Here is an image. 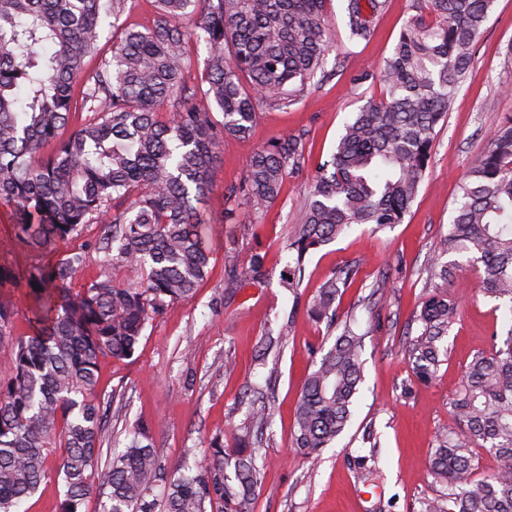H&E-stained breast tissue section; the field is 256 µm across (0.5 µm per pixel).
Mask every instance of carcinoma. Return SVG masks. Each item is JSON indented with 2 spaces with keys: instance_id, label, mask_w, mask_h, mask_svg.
<instances>
[{
  "instance_id": "obj_1",
  "label": "carcinoma",
  "mask_w": 512,
  "mask_h": 512,
  "mask_svg": "<svg viewBox=\"0 0 512 512\" xmlns=\"http://www.w3.org/2000/svg\"><path fill=\"white\" fill-rule=\"evenodd\" d=\"M128 2L0 0V203L14 210V237L46 251L87 224L108 225L98 246L103 274L79 293L70 284L84 264L80 253L21 272L0 267V283H23L34 297L23 334L15 332L13 307L0 300V344L11 349L0 369V512H21L52 475L63 488L59 512H82L94 492L100 512L159 505L163 512H254L258 433L271 425L270 407H251L235 427L234 447L213 436L200 466L166 470L143 430L101 472L98 363L132 357L149 321L192 299L207 278L209 224L199 205L212 187L216 147L226 135H248L260 106L297 103L331 48L328 0H155L156 24L121 28L110 57L75 96V79L99 51L102 17L118 23ZM386 3L346 0L351 37L368 39ZM494 3L412 0L413 14L378 76L380 99L344 124L330 159L317 165L301 222L289 230L281 281L288 292L300 288L307 257L353 226L403 223ZM185 17L192 28L181 24ZM201 44L202 101L184 80ZM213 106L222 120H214ZM74 112L89 118L65 136ZM306 155L303 132L257 151L242 183L228 191L224 222L255 226ZM462 253L482 265L483 295L512 305V116L496 125L460 183L452 223L431 258L435 283L414 314L418 334L407 349L424 383L447 352L442 340L456 305L445 291L453 266L444 258ZM116 267L135 271L138 281L115 285L109 269ZM355 275L342 267L309 304L312 317L340 334L301 386L291 447L302 455H319L343 433L360 390L364 334L336 305ZM265 277L266 257L256 252L229 287L260 286ZM448 407L455 426L435 436L428 458L443 490L421 498L417 512H512V327L502 346L472 356ZM477 447L500 463L480 481L470 479Z\"/></svg>"
}]
</instances>
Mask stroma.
Listing matches in <instances>:
<instances>
[{"label":"stroma","instance_id":"obj_1","mask_svg":"<svg viewBox=\"0 0 512 512\" xmlns=\"http://www.w3.org/2000/svg\"><path fill=\"white\" fill-rule=\"evenodd\" d=\"M345 0H330L333 46L324 71L289 108H263L247 137L226 136L214 183L202 206L211 226V264L195 296L168 307L148 324L131 358H101L98 395L105 419L103 446L121 448L134 431L148 428L166 469L186 455L202 459L211 436L242 424L255 387L269 385L274 409L259 463L262 483L254 512H416L418 501L439 493L428 466L435 434L451 425L448 400L471 356L492 348V332L506 333L512 313L484 297H468L475 262L458 257L448 285L459 296L445 339L448 354L434 380L418 382L405 354L412 318L425 292L436 242L451 224L458 185L482 153L490 131L512 114V0H496L476 45L473 63L457 91L433 147L431 168L403 223L378 233L360 226L308 256L298 295L280 285L288 233L302 218L317 163L335 148L344 122L369 99L379 98L378 72L411 14V0H388L369 40L352 42L344 23ZM305 132L310 155L289 175L262 224L245 231L223 223L229 188L239 185L255 152L270 140ZM104 224L59 245V256L81 251L85 264L73 279L84 288L101 273L94 246ZM266 256L268 277L259 288H227L249 254ZM358 271L340 298L341 313L366 329L363 381L345 431L320 456L291 446L293 409L314 361L332 346L335 331L316 322L308 304L342 266ZM291 331L277 336L283 324ZM276 345H269V338ZM233 373H225V361ZM375 454L374 484L364 483L356 457Z\"/></svg>","mask_w":512,"mask_h":512}]
</instances>
